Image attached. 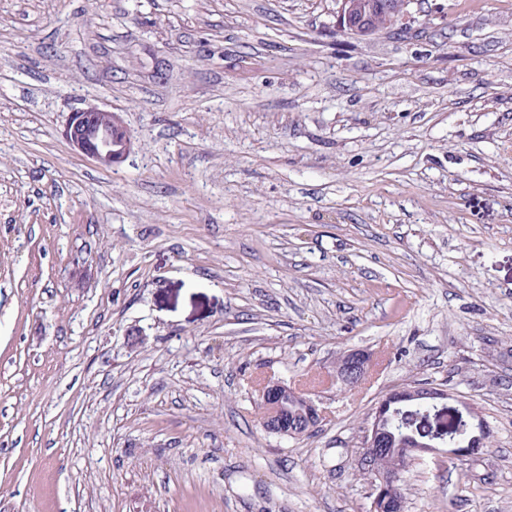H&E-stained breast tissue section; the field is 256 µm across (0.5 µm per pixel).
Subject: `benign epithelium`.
I'll return each instance as SVG.
<instances>
[{"instance_id":"1","label":"benign epithelium","mask_w":512,"mask_h":512,"mask_svg":"<svg viewBox=\"0 0 512 512\" xmlns=\"http://www.w3.org/2000/svg\"><path fill=\"white\" fill-rule=\"evenodd\" d=\"M413 0H336V27L343 34L356 37H369L377 28L385 24L395 26L410 15ZM70 144L81 154L103 167H111L122 162L133 148V136L122 121L119 113L89 106L72 113L66 128ZM370 355L362 350L346 351L336 372V378L346 381L367 375ZM288 385L280 380H268L259 390L267 406V418H275L282 407L281 397ZM451 394L443 387L395 389L374 406L370 424L361 437L360 448L354 455L355 466L359 469L370 466L374 452L393 448L397 436L388 428L390 416L399 408L412 402L423 400L434 409L433 417L423 421L431 430L425 437L413 436L415 451L439 458H465L483 449L490 429L474 407L459 400L457 405H448ZM466 414L472 423V433L467 443L460 448H443L440 440L451 425L442 422L443 417L454 420ZM398 483V470L390 474H378L372 479V490L380 494L395 496Z\"/></svg>"}]
</instances>
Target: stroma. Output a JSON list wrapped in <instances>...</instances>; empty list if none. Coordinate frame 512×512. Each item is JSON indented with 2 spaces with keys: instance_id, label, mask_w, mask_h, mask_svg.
<instances>
[{
  "instance_id": "obj_1",
  "label": "stroma",
  "mask_w": 512,
  "mask_h": 512,
  "mask_svg": "<svg viewBox=\"0 0 512 512\" xmlns=\"http://www.w3.org/2000/svg\"><path fill=\"white\" fill-rule=\"evenodd\" d=\"M335 12L0 0V512H367L362 430L420 380L493 437L413 460L408 512H512V0ZM90 105L123 162L68 142ZM308 376L318 432L265 433ZM412 0H336V27L340 33L369 37L382 21L394 27L411 14ZM70 144L103 167L121 163L133 148V136L118 112L88 106L73 112L66 128ZM370 364V355L362 350L346 351L336 372V378L346 381L355 377H365ZM283 392H289V388L280 380H267L259 390V397L266 401L267 418H275L279 414Z\"/></svg>"
}]
</instances>
